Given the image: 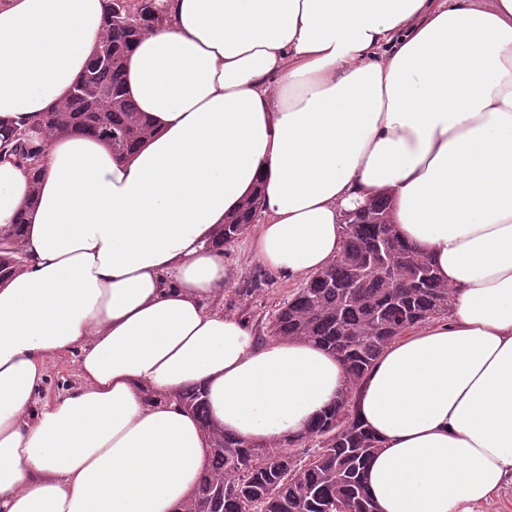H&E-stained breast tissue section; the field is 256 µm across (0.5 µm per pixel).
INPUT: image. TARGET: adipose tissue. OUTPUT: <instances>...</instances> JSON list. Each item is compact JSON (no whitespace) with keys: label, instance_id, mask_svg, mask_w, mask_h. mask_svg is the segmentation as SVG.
Instances as JSON below:
<instances>
[{"label":"adipose tissue","instance_id":"obj_1","mask_svg":"<svg viewBox=\"0 0 512 512\" xmlns=\"http://www.w3.org/2000/svg\"><path fill=\"white\" fill-rule=\"evenodd\" d=\"M125 87L152 133L123 157L52 139L38 186L0 160V512H176L209 458L179 402L255 446L347 387L318 345L215 305L217 233L254 192L250 250L288 278L339 258L344 214L384 195L454 291L353 401L382 442L379 512H475L512 482V0H158ZM105 0H0V123L40 120L97 50ZM80 380L40 403L48 365ZM21 224L17 222L13 228L0 231V277L21 269L27 262V254L18 246Z\"/></svg>","mask_w":512,"mask_h":512}]
</instances>
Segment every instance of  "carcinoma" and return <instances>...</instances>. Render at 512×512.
<instances>
[{
  "label": "carcinoma",
  "mask_w": 512,
  "mask_h": 512,
  "mask_svg": "<svg viewBox=\"0 0 512 512\" xmlns=\"http://www.w3.org/2000/svg\"><path fill=\"white\" fill-rule=\"evenodd\" d=\"M161 21L156 0H107L100 46L68 97L32 126L0 125V159L37 179L47 144L72 132L91 134L121 157L150 127L124 87L126 57L141 34ZM391 202L377 196L345 227L337 261L306 278L278 309L271 336L321 345L336 355L348 386L304 435L286 446L256 448L210 424L203 392L186 388L180 402L201 420L208 467L178 512H377L365 471L380 440L354 410L353 395L384 349L407 329L448 314L453 294L431 262L402 240L390 220ZM262 210L248 199L227 217L218 241L233 243ZM21 223L0 231V275L25 266Z\"/></svg>",
  "instance_id": "carcinoma-1"
}]
</instances>
